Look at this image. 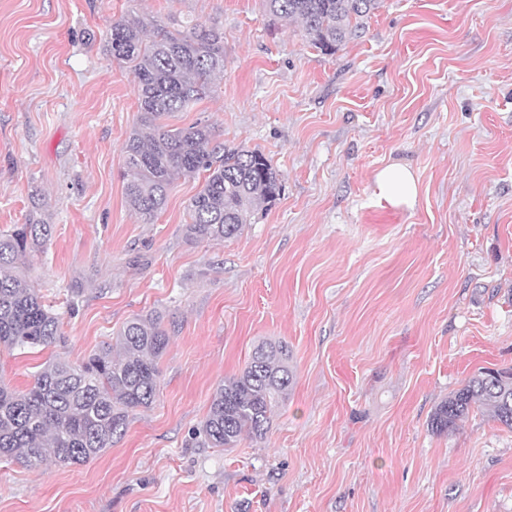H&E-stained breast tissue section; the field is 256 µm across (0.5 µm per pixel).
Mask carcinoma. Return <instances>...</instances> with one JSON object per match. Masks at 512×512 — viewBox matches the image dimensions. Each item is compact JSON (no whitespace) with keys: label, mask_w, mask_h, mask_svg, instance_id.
<instances>
[{"label":"carcinoma","mask_w":512,"mask_h":512,"mask_svg":"<svg viewBox=\"0 0 512 512\" xmlns=\"http://www.w3.org/2000/svg\"><path fill=\"white\" fill-rule=\"evenodd\" d=\"M382 0H265L275 22L296 23L304 36L333 54L357 35L360 20ZM153 37L145 39L148 30ZM112 58L132 64L137 123L124 145L125 199L144 223L163 210L178 175L206 173L190 201L184 236L190 243L238 235L248 215L282 192V178L258 148L217 141L215 128L197 121L169 129L164 118L186 112L208 97L224 73V35L189 22L169 31L154 20L127 15L112 22ZM52 227L30 219L0 234V345L10 350L48 347L61 340L60 321L23 273L29 255L41 250ZM169 335L154 314L130 319L107 348L72 363L45 364L33 385L17 392L0 381V461L30 467L87 462L121 436L129 413L150 407L159 385V362ZM287 345L255 347L245 368L215 391L199 433L210 448H233L245 437L264 439L271 415L294 383ZM475 404L512 430V372L487 369L474 375L430 418L431 429L450 432Z\"/></svg>","instance_id":"1"}]
</instances>
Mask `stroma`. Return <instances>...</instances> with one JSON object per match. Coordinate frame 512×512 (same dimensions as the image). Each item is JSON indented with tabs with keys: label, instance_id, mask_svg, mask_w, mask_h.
Masks as SVG:
<instances>
[{
	"label": "stroma",
	"instance_id": "1",
	"mask_svg": "<svg viewBox=\"0 0 512 512\" xmlns=\"http://www.w3.org/2000/svg\"><path fill=\"white\" fill-rule=\"evenodd\" d=\"M129 14L224 34L213 95L167 123L209 121L279 170L235 238L186 242L203 175L153 223L125 201L135 77L106 40ZM393 163L414 207L373 197ZM32 217L52 235L23 270L64 342L1 346V382L27 390L137 314L170 344L112 448L0 462V512H512V431L478 405L429 424L474 374L512 370V0H383L331 55L263 0H0V231ZM262 342L295 374L269 433L203 446L213 392Z\"/></svg>",
	"mask_w": 512,
	"mask_h": 512
}]
</instances>
